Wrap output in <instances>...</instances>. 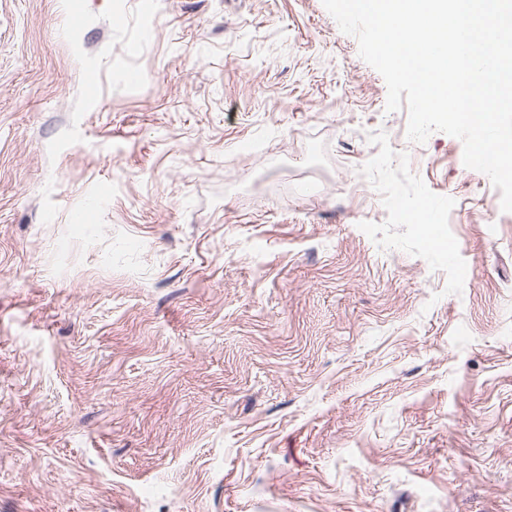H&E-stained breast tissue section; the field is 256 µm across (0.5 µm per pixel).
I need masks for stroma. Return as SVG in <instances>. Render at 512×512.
<instances>
[{
    "instance_id": "1",
    "label": "stroma",
    "mask_w": 512,
    "mask_h": 512,
    "mask_svg": "<svg viewBox=\"0 0 512 512\" xmlns=\"http://www.w3.org/2000/svg\"><path fill=\"white\" fill-rule=\"evenodd\" d=\"M387 94L322 0H0V512H512V212Z\"/></svg>"
}]
</instances>
